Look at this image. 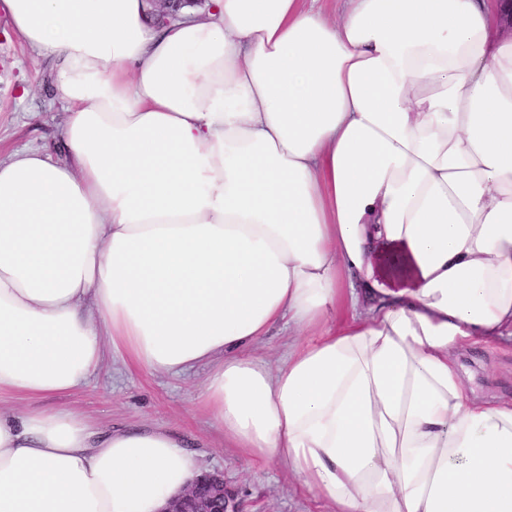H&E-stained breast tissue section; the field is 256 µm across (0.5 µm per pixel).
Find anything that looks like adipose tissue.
I'll use <instances>...</instances> for the list:
<instances>
[{
	"instance_id": "adipose-tissue-1",
	"label": "adipose tissue",
	"mask_w": 512,
	"mask_h": 512,
	"mask_svg": "<svg viewBox=\"0 0 512 512\" xmlns=\"http://www.w3.org/2000/svg\"><path fill=\"white\" fill-rule=\"evenodd\" d=\"M314 3L0 0L67 103L65 160H0V396L110 346L205 365L225 441L332 512H512V396L458 363L512 343V34L494 0ZM201 472L162 426L0 417V512H161ZM302 338L303 336H289L288 329L279 324L272 328L263 343L253 350V354L274 365L288 353L290 342Z\"/></svg>"
}]
</instances>
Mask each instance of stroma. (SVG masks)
I'll list each match as a JSON object with an SVG mask.
<instances>
[{
  "instance_id": "35a3bbf8",
  "label": "stroma",
  "mask_w": 512,
  "mask_h": 512,
  "mask_svg": "<svg viewBox=\"0 0 512 512\" xmlns=\"http://www.w3.org/2000/svg\"><path fill=\"white\" fill-rule=\"evenodd\" d=\"M0 17V158L26 147L51 155L60 150L65 103L53 87V62L7 35ZM122 352H110L82 389L43 399L6 398L0 411L68 406L82 412L101 429L164 426L184 435L204 470L221 471L224 487L241 512H328L324 502L303 494L300 484L276 461L259 462L224 444L211 413L196 396L207 376L201 366L173 375L145 367H128ZM474 372L476 393H512V354L475 347L462 357Z\"/></svg>"
}]
</instances>
